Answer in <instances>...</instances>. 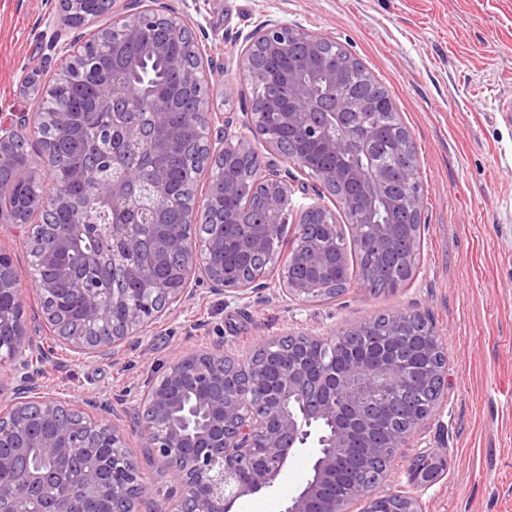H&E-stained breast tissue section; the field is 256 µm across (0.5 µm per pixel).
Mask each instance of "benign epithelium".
<instances>
[{"mask_svg":"<svg viewBox=\"0 0 512 512\" xmlns=\"http://www.w3.org/2000/svg\"><path fill=\"white\" fill-rule=\"evenodd\" d=\"M42 36L48 49L60 61L52 83L44 87L41 101L53 97L55 89L72 77H95L98 100L112 109L135 113L132 123L112 138V166L120 167L121 154L144 149L153 166L141 171L137 182L124 175H112V203H131L142 224L153 227L149 237L130 231V225L111 222L102 199L105 192L88 181L84 170L70 167V182L80 186V196L58 192L53 199L34 198L21 209L10 206L1 224L29 225L31 253L30 287L42 300L50 323L49 331L77 354L111 359L131 336L156 323L161 309L145 313L130 305L135 293L144 299L162 295L166 305L182 306L195 293L192 282L206 284L212 292L246 296L268 287L266 279L277 275L285 297L324 300L343 292L331 279L333 268L350 267L347 250L338 239L352 225L337 223L336 214L323 203V197H349L362 190L360 210L364 222L375 226L374 236L358 240L365 251H375L389 263L410 261L420 250L416 236L424 208L423 195L415 189L413 176L399 173L407 184L403 199L391 190L392 175L375 158V146L385 139L395 156L410 157L411 138L400 124L381 131L354 127L355 116L386 104L367 91L351 97H336L339 74L336 56L351 53L335 39L310 30L294 28L285 21L267 18L259 21L241 45L239 57L244 73L256 81L265 77V62L286 56L297 71L321 68L329 87L318 88L305 81L288 83L284 98L272 96L259 108L246 113L244 123L259 136L270 154H285L289 167L274 162L263 166L252 185L243 183L239 160L255 154L252 143L232 131L234 120L214 127L211 77L224 76L212 48L198 40L185 39L190 32V15L168 0H127L121 11L112 13L108 27L95 25L98 14L88 0H46ZM84 33L68 37L66 27ZM112 43V55L101 56L87 68L91 50L99 43ZM186 45L188 55H170V45ZM168 59L193 99L191 126L177 129L168 121L170 105L158 97L133 96L130 86L108 75L116 66V56ZM288 124L294 145L315 142L322 152L337 160L360 153L366 165L344 171L336 165L314 172L311 196L317 202L300 209L311 229H300L299 244L288 248V258L263 267L256 259L267 254L269 224L288 222L291 210L294 172L308 174L307 161L272 132L269 118ZM74 121L65 103H56L49 112L20 114L6 125L0 122V156L9 151L17 135L25 133L41 143L47 167L28 163L16 166L11 175L17 195L24 187L44 177L47 170L69 164L55 150L54 141L40 142L38 126L50 122L63 136ZM193 137L208 149L204 168H211L215 155L224 157V166L213 170L205 194L193 191V199L178 224L165 221L168 187L157 165L181 138ZM220 148H214V144ZM258 195L265 223L236 224L224 219L220 238L243 231L241 265H224V251L214 238L200 237L195 226L211 222L206 202L212 197H236L242 210ZM66 205L72 223L47 230L44 223L32 224L36 213ZM98 214L100 224L89 223ZM94 237L98 247L89 263L118 271L121 288H105L94 279H74L68 258L82 249L86 238ZM53 268L58 276L73 281L64 298L57 297L56 282L43 271ZM19 274L13 260L0 253V335L10 347V371L18 381L15 397L0 407V447L15 449L12 462L0 460V468L11 470V488L0 492V512H141L140 506L152 500L154 486L139 471L126 450L125 425L112 421V398L94 393L83 396L91 411L79 422L70 416V405L43 388L39 370L25 357L39 340L22 316V305L15 300ZM77 312L82 325L93 331L89 340L82 332L63 330L70 311ZM414 319L407 312L391 316L396 337ZM366 334L364 320L347 323L330 336L305 333L293 335L295 342L263 344L257 353L262 364L252 360L231 361L214 352L198 351L182 355L151 383L142 402L137 423L145 431V447L164 465L170 483L179 489L178 512H237L240 500L268 491L298 451L310 450L313 478L285 502L283 512H423L422 501L410 491L388 492L383 481L355 482L351 494L338 499L328 489L339 476L354 475L351 451L360 443L368 455L384 448L395 450L407 445L436 415L420 402L421 394L438 381L448 378V361L437 356L438 347L426 343L420 353L431 359L429 365L412 369L393 360L381 347L361 353L351 347V339ZM392 393L401 398L398 413L405 429L383 426L390 411L381 402ZM97 435L112 441V459L84 461L82 480L89 492L90 506L83 507L67 495H46V489L63 488L81 456V438ZM117 471L126 480L112 482V498L98 495L102 484Z\"/></svg>","mask_w":512,"mask_h":512,"instance_id":"obj_1","label":"benign epithelium"}]
</instances>
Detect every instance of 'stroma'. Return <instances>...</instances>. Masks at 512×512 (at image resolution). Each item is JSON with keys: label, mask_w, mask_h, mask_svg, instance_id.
Returning a JSON list of instances; mask_svg holds the SVG:
<instances>
[{"label": "stroma", "mask_w": 512, "mask_h": 512, "mask_svg": "<svg viewBox=\"0 0 512 512\" xmlns=\"http://www.w3.org/2000/svg\"><path fill=\"white\" fill-rule=\"evenodd\" d=\"M204 25L224 87H213L217 118L241 117L251 82L239 48L265 16L342 43L386 90L417 148L425 206L423 240L412 280L397 292L372 295L351 276L338 297L285 299L278 286L240 299L199 286L180 309L129 338L107 362L78 358L54 337L42 383L64 400L112 394L117 412L139 410L154 372L184 353L221 352L235 359L259 344L306 331L333 332L377 311L428 319L448 357L447 399L425 431L400 448L384 484L418 490L426 512H512V121L500 106L512 100V0H187ZM42 0H0V121L32 111L52 76L41 32ZM0 247L21 275L30 330L44 329L29 286L31 257L21 235L0 224ZM128 451L154 482L155 503L172 487L162 463L128 429ZM439 470L415 487L413 466ZM309 456L291 458L273 489L243 501L238 512H282L308 475Z\"/></svg>", "instance_id": "35a3bbf8"}]
</instances>
